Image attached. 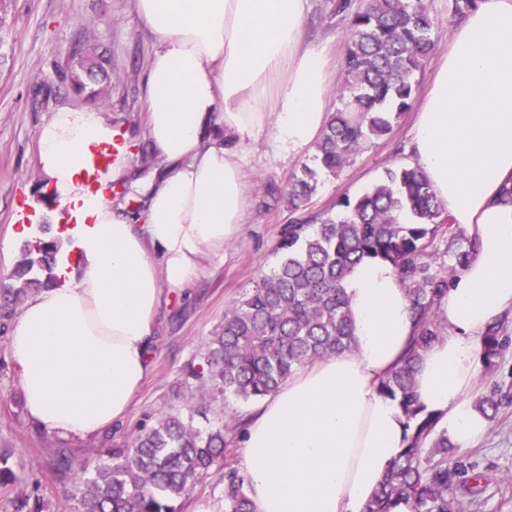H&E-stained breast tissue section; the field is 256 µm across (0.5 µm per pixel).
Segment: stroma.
I'll return each instance as SVG.
<instances>
[{
    "mask_svg": "<svg viewBox=\"0 0 512 512\" xmlns=\"http://www.w3.org/2000/svg\"><path fill=\"white\" fill-rule=\"evenodd\" d=\"M337 0H308L305 37L331 63V86L345 79L347 20ZM88 37L112 61V76L97 108L120 133L134 141L128 161L134 176L147 175L159 160L143 162L146 152V86L155 37L134 10L132 0H0V284L9 276L29 237L51 239L66 227L54 221L49 231L24 235L18 207L44 204L46 180L39 167L37 132L60 107L84 106L61 70L79 37ZM414 114L404 112L390 134L372 139L350 158L339 176L320 174L317 191L300 210L285 199L290 177L314 162L315 148L288 153L269 137L243 149L249 175L246 221L224 249L223 263L210 265L174 296L158 323L151 351L152 371L127 416L104 432L62 438L33 426L27 416L19 366L9 354V337L0 332V454L12 477L0 481V512H81L79 481L54 468L58 452L99 457L104 449L130 444L142 424L169 410L187 412L198 402L195 390L181 385L185 364L198 360L226 310L238 303L279 255V233L288 224H319L336 217V201L368 189L385 169L410 162L405 146ZM466 454L479 464L488 488L480 512H512V403L489 421L485 438Z\"/></svg>",
    "mask_w": 512,
    "mask_h": 512,
    "instance_id": "obj_1",
    "label": "stroma"
}]
</instances>
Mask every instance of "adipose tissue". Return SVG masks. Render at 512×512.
I'll list each match as a JSON object with an SVG mask.
<instances>
[{
    "label": "adipose tissue",
    "mask_w": 512,
    "mask_h": 512,
    "mask_svg": "<svg viewBox=\"0 0 512 512\" xmlns=\"http://www.w3.org/2000/svg\"><path fill=\"white\" fill-rule=\"evenodd\" d=\"M158 47L146 73L149 152L131 214L86 186L118 138L102 110L63 107L38 131L59 210L58 284L24 305L9 336L29 420L87 438L125 418L152 363L155 318L245 222L242 148L270 135L297 152L327 120L329 63L305 45L307 0H133ZM475 249L439 303L449 334L416 365V391L449 440L484 438L477 406L481 339L512 317V0H479L453 28L408 145ZM354 351L296 371L239 437L254 512H363L407 444L396 401L378 384L416 334L393 267L363 259L344 282Z\"/></svg>",
    "instance_id": "ef3b65f1"
}]
</instances>
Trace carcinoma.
<instances>
[{
  "instance_id": "cac0c4a2",
  "label": "carcinoma",
  "mask_w": 512,
  "mask_h": 512,
  "mask_svg": "<svg viewBox=\"0 0 512 512\" xmlns=\"http://www.w3.org/2000/svg\"><path fill=\"white\" fill-rule=\"evenodd\" d=\"M336 9L349 17L340 107L316 143V167L304 165L289 180L294 209L311 199L319 172L339 175L366 141L391 132L394 120L411 107L416 74L436 45L424 0H366L355 10L351 0H339ZM70 86L88 100L101 94L99 84L83 83L77 67ZM338 206L346 214L337 219L283 228L277 266L224 313L202 363L184 369V383L201 389L206 399L254 401L274 394L298 369L353 351L343 281L363 258L385 260L407 289L417 336L400 367L380 381L378 393L398 402L410 434L366 512H390L398 498L410 500L413 512H473L481 505L484 475L438 428V418L424 413L413 380L421 353L448 335L438 304L473 250L467 230L452 223L414 164L385 170L370 189L342 198ZM57 251L55 240L24 245L11 284L0 289L1 329L26 298L56 282ZM507 331L506 317L484 330L487 366L512 344ZM505 403H512V389L503 385L479 400L490 419ZM242 426L232 417L202 428L191 416L168 412L141 425L131 446L108 449L112 463L60 452L55 469L79 476L83 512H183L192 486L210 474L223 478L224 512H253L245 476L226 456L229 436Z\"/></svg>"
}]
</instances>
